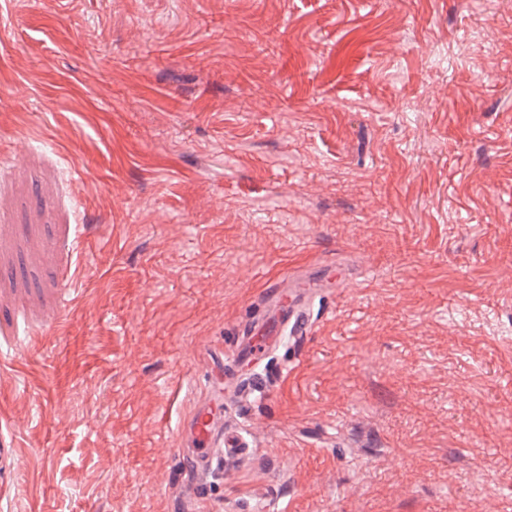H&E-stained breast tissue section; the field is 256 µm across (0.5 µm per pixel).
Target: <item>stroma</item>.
I'll return each instance as SVG.
<instances>
[{
	"label": "stroma",
	"mask_w": 512,
	"mask_h": 512,
	"mask_svg": "<svg viewBox=\"0 0 512 512\" xmlns=\"http://www.w3.org/2000/svg\"><path fill=\"white\" fill-rule=\"evenodd\" d=\"M299 362L181 423L286 270ZM0 512H512V0H0ZM58 315L50 323V315ZM322 286V280L308 269L284 273L238 336L224 342V351L209 353L214 381L205 398L182 423L190 447L181 451L190 458L196 474L209 475L250 454L252 447L239 431H224V377L225 385L241 391L248 382L235 373L237 364L244 358L263 361L269 351L280 346L284 335L292 341L293 356L298 359L316 319L310 303Z\"/></svg>",
	"instance_id": "1"
}]
</instances>
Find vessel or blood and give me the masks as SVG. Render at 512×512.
Segmentation results:
<instances>
[{"instance_id":"vessel-or-blood-1","label":"vessel or blood","mask_w":512,"mask_h":512,"mask_svg":"<svg viewBox=\"0 0 512 512\" xmlns=\"http://www.w3.org/2000/svg\"><path fill=\"white\" fill-rule=\"evenodd\" d=\"M321 286V279L314 277L312 271L284 273L236 338L225 343L223 349L209 353L213 383L182 423L189 443L185 453L196 474H210L237 464L250 454L251 446L245 437L224 427V389L229 386L239 391L245 387V378L235 372L241 360L263 361L285 339L292 341L294 350H301L315 323L311 301Z\"/></svg>"}]
</instances>
